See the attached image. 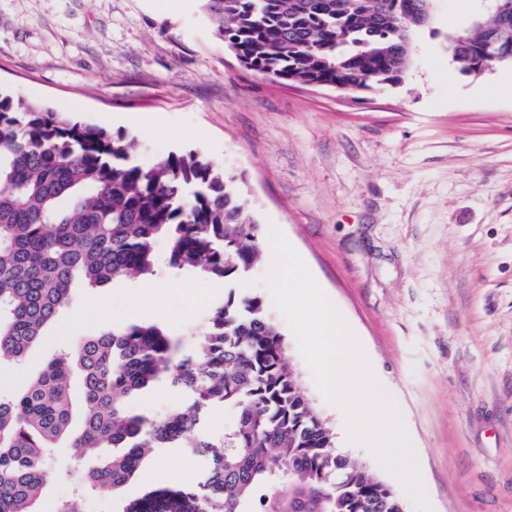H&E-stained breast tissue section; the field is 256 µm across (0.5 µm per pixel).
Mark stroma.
I'll return each mask as SVG.
<instances>
[{
	"label": "stroma",
	"instance_id": "stroma-1",
	"mask_svg": "<svg viewBox=\"0 0 512 512\" xmlns=\"http://www.w3.org/2000/svg\"><path fill=\"white\" fill-rule=\"evenodd\" d=\"M480 6L435 0L401 81L348 92L247 71L199 0H0L1 90L134 139L145 166L198 151L246 199L263 250L244 280L199 281L169 269L158 240L154 277L76 290L27 360L0 369V395L99 331L154 320L186 338L228 293L256 296L337 451L415 512L400 482L349 440L261 282L274 224L395 397L433 512H512V64L452 76L447 41ZM159 454L152 483L98 495L78 490L91 459L59 446L38 510L120 512L148 489L194 485L205 468L178 448Z\"/></svg>",
	"mask_w": 512,
	"mask_h": 512
}]
</instances>
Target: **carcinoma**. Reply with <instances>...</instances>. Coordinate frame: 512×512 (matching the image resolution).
I'll list each match as a JSON object with an SVG mask.
<instances>
[{
    "instance_id": "cac0c4a2",
    "label": "carcinoma",
    "mask_w": 512,
    "mask_h": 512,
    "mask_svg": "<svg viewBox=\"0 0 512 512\" xmlns=\"http://www.w3.org/2000/svg\"><path fill=\"white\" fill-rule=\"evenodd\" d=\"M199 2L256 75L347 91L398 83L432 23L424 0ZM448 51L471 77L512 64V0L483 3ZM136 149L0 93V365L28 358L75 289L155 276L160 238L178 272L228 281L259 261L257 224L231 179L191 150L143 167ZM160 387L182 405L157 419L130 410ZM217 409L235 423L214 438L200 419ZM63 443L77 458L96 454L90 492L124 487L159 448L206 459L196 486L151 490L121 512H403L387 484L337 452L256 297L229 295L188 345L154 322L88 336L0 396V512H36Z\"/></svg>"
}]
</instances>
